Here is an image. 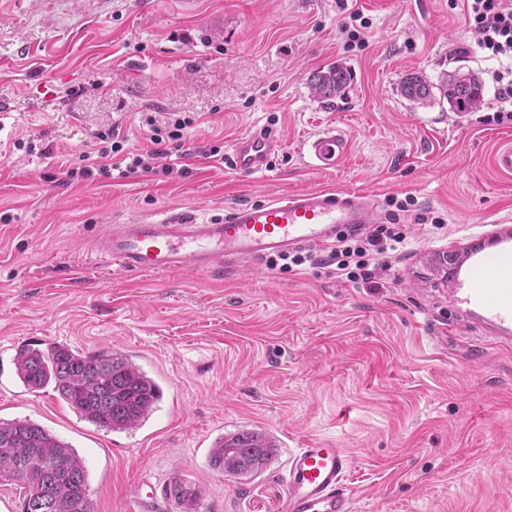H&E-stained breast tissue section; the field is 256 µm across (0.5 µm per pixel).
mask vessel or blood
<instances>
[{
	"label": "vessel or blood",
	"mask_w": 512,
	"mask_h": 512,
	"mask_svg": "<svg viewBox=\"0 0 512 512\" xmlns=\"http://www.w3.org/2000/svg\"><path fill=\"white\" fill-rule=\"evenodd\" d=\"M281 148L271 133L238 137L231 148L236 175L269 170ZM379 210L368 192L298 191L260 203H233L224 215L197 222L184 215L108 225L95 239L96 255L126 273L179 270L200 277L222 274L225 264L261 262L289 252L332 245L338 233L362 232ZM512 258V234L499 236L492 254L462 256L458 302L482 307L488 321L512 324V290L499 270ZM351 459L344 449L308 444L289 458L284 512H354L346 482Z\"/></svg>",
	"instance_id": "b4317fda"
}]
</instances>
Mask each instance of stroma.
<instances>
[{
    "label": "stroma",
    "instance_id": "1",
    "mask_svg": "<svg viewBox=\"0 0 512 512\" xmlns=\"http://www.w3.org/2000/svg\"><path fill=\"white\" fill-rule=\"evenodd\" d=\"M369 26L348 47L352 13ZM350 80L328 106L308 79L330 64ZM464 0H0V420H30L82 459L93 512H283L290 455L332 443L351 459L354 512H512V339L453 310L448 271L463 243L512 222V173L496 152L512 124H486L497 88ZM484 84L459 117L441 87L455 72ZM416 74L426 103L405 98ZM192 118L184 175L73 179L97 131L152 151L149 125ZM271 130L267 174L243 179L211 147ZM336 135L322 168L308 146ZM413 197L442 217L415 224L378 287L329 268L230 265L203 279L127 274L97 260L109 224L190 213L303 189ZM128 357L161 390L138 427L82 419L52 388L16 374L27 343ZM264 432L277 450L240 485L209 466L227 434ZM165 498L174 505L191 511L199 498V489L180 478L172 480L165 488Z\"/></svg>",
    "mask_w": 512,
    "mask_h": 512
}]
</instances>
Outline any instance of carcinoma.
<instances>
[{"label": "carcinoma", "instance_id": "1", "mask_svg": "<svg viewBox=\"0 0 512 512\" xmlns=\"http://www.w3.org/2000/svg\"><path fill=\"white\" fill-rule=\"evenodd\" d=\"M349 80V72L329 66L313 73L309 88L331 105ZM403 94L425 102L429 85L417 75L402 83ZM450 109L459 114L477 111L484 85L472 72H457L445 85ZM21 382L30 390L48 386L88 422L110 431L132 429L153 411L158 385L128 358L108 350L83 355L65 345L21 348L15 357ZM275 452L272 441L255 430H242L219 439L210 451V467L226 476L244 479L266 468ZM19 488L20 512H93L87 494V475L81 459L68 445L28 419L0 421V483ZM174 505L193 509L199 489L180 478L165 488Z\"/></svg>", "mask_w": 512, "mask_h": 512}]
</instances>
